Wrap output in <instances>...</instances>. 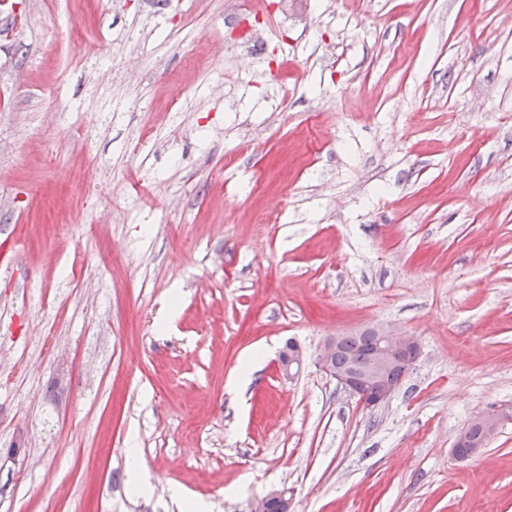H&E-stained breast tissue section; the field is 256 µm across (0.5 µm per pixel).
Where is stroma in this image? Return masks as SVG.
<instances>
[{"label":"stroma","mask_w":512,"mask_h":512,"mask_svg":"<svg viewBox=\"0 0 512 512\" xmlns=\"http://www.w3.org/2000/svg\"><path fill=\"white\" fill-rule=\"evenodd\" d=\"M380 325L367 410L315 357ZM491 405L512 0H0V512H512ZM371 330L377 336L379 346L360 366L354 365L376 345L370 331L361 338H344L337 353L338 345L345 336H329L316 354L319 369L366 408L377 407L390 400L422 353L421 342L415 336L388 325ZM335 354L339 367L334 362ZM345 367L349 368L343 369ZM304 354L301 348L294 342H289L280 353L278 370L280 375L286 379L294 378L302 369ZM511 409L504 407L491 406L486 408L483 412L479 413L476 417L477 423L472 419L467 423V434L466 429L461 430L459 436L454 442L452 448L453 454L455 448L464 442L466 437V443L463 448H456V452L459 456H466L471 454L472 451L477 449L486 448L488 442H486L485 433L487 437L492 438L497 433L501 424L511 417ZM485 430L482 428V426ZM292 507V494L288 488H274L269 491L257 504L254 510H267L275 512H290Z\"/></svg>","instance_id":"35a3bbf8"}]
</instances>
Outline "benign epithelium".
Segmentation results:
<instances>
[{
  "mask_svg": "<svg viewBox=\"0 0 512 512\" xmlns=\"http://www.w3.org/2000/svg\"><path fill=\"white\" fill-rule=\"evenodd\" d=\"M373 331L379 346L359 366L343 369L336 365L334 356L341 341L339 336L327 337L316 354L319 369L367 408L377 407L390 400L422 353L421 342L415 336L388 325L375 327ZM303 364L301 348L294 342L288 343L279 356L280 375L292 379L300 372ZM511 417V409L491 406L477 415V421L491 438L501 424ZM291 507L292 494L285 487L272 489L255 505V509L261 512H291Z\"/></svg>",
  "mask_w": 512,
  "mask_h": 512,
  "instance_id": "7a95c632",
  "label": "benign epithelium"
}]
</instances>
